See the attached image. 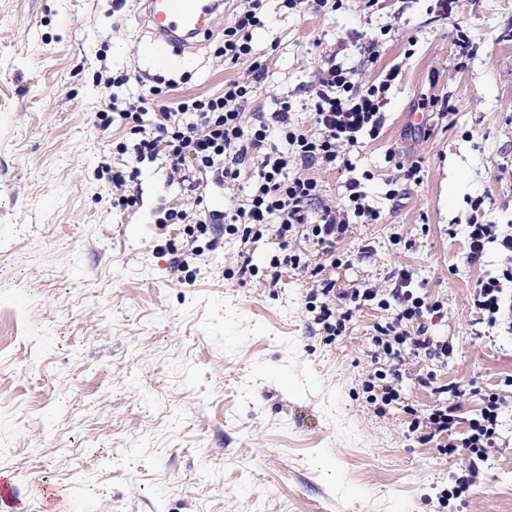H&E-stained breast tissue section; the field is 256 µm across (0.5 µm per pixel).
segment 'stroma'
<instances>
[{
  "instance_id": "1",
  "label": "stroma",
  "mask_w": 512,
  "mask_h": 512,
  "mask_svg": "<svg viewBox=\"0 0 512 512\" xmlns=\"http://www.w3.org/2000/svg\"><path fill=\"white\" fill-rule=\"evenodd\" d=\"M134 12L132 0H0V476L13 486L0 512H46L56 495L73 512H512V439L483 462L450 458L409 433L404 411L429 409L443 400L439 386L456 385L470 418L474 389L512 374V334L473 307L502 257L465 259L471 218L512 225V0H458L450 19L437 0H342L294 14L264 2L253 45L266 72L246 112L273 111L285 96L308 123L309 82L333 50L365 86L401 68L383 136L353 154L352 170L317 173L332 201L350 178L373 174L367 189L386 213L337 246V289L390 287L404 266L447 311L432 332L452 344L448 361L406 355L401 398L382 416L361 383L387 312L354 311L325 344L305 310L313 278L272 269L279 248L268 235L217 234L178 271L183 227L155 223L156 210L186 206L165 161L143 163L126 184L136 207L113 206L112 175L129 169L112 150L124 125L98 120L113 97L142 85L209 95L250 70L210 45L157 64ZM377 34L371 64L363 51ZM122 74L127 84L107 85ZM430 96L454 114L415 124ZM390 149L423 174L393 201ZM245 260L253 271L243 275ZM468 474L467 497L441 507L440 492Z\"/></svg>"
}]
</instances>
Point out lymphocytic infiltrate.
<instances>
[{
	"instance_id": "lymphocytic-infiltrate-1",
	"label": "lymphocytic infiltrate",
	"mask_w": 512,
	"mask_h": 512,
	"mask_svg": "<svg viewBox=\"0 0 512 512\" xmlns=\"http://www.w3.org/2000/svg\"><path fill=\"white\" fill-rule=\"evenodd\" d=\"M262 2L238 0L224 28V40L215 49L216 56L226 62L250 61L258 77L264 67L255 59L252 41L254 30L263 24ZM398 74V68H391L379 83L365 88L355 81L353 67L328 60L313 73L310 124L306 127L292 121V105L285 98L278 100L273 112L246 115L244 107L252 86L238 79L225 81L222 93L174 101L152 87L135 98L113 101L115 116L101 118L102 126H109L117 117L129 128V140L120 142L117 149L129 156L132 167L128 175L115 176V184L137 178L140 163L160 156L177 174L187 206L165 210L159 223L183 225L193 240L219 227L233 233L238 225L249 224L256 234L271 232L284 252L283 263L294 267L299 266L301 257L290 253L291 243L302 238L320 247L324 261L311 270L321 297L313 321L328 337L341 335L356 309L371 306L391 311L390 321L374 327L371 360L377 369L366 383L371 403L383 406L400 397L404 352L441 360L450 356L448 342L430 331L444 318V305L418 294L413 274L405 267L394 271L392 287L337 291L329 275L337 264V244L351 235L354 224H379L384 217L355 178L347 182L340 203L325 202L316 173L351 168V151L381 136L386 94ZM244 174L251 180L245 198L233 199L221 211L208 207V188L236 184ZM493 245L504 253L505 263L497 275L479 282L473 306L489 325L502 324L511 330L512 301L505 294L512 288V230L471 221L467 261L480 262ZM336 299L345 307L338 315L331 308ZM481 402L479 412L467 420L461 419L454 405L441 404L422 413L408 408V430L421 442L434 443L440 454L452 456L463 448L470 457L484 460L502 437L506 399L500 393L486 392Z\"/></svg>"
}]
</instances>
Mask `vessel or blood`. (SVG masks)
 Returning a JSON list of instances; mask_svg holds the SVG:
<instances>
[{"label":"vessel or blood","instance_id":"obj_1","mask_svg":"<svg viewBox=\"0 0 512 512\" xmlns=\"http://www.w3.org/2000/svg\"><path fill=\"white\" fill-rule=\"evenodd\" d=\"M145 49L160 59L192 54L224 29V0H142Z\"/></svg>","mask_w":512,"mask_h":512}]
</instances>
